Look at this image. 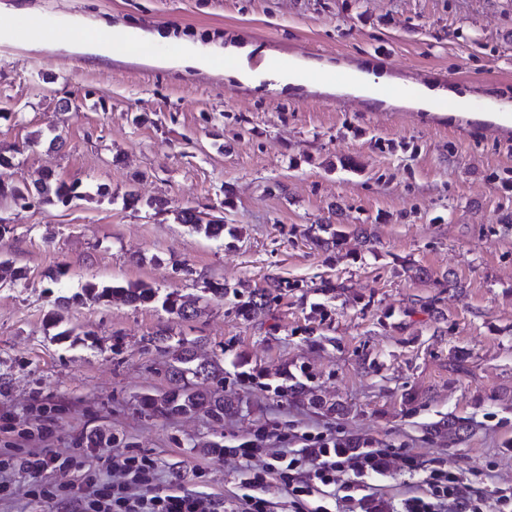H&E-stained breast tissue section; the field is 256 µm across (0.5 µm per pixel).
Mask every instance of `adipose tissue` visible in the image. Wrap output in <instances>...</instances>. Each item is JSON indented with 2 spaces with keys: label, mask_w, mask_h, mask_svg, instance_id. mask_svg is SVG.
<instances>
[{
  "label": "adipose tissue",
  "mask_w": 512,
  "mask_h": 512,
  "mask_svg": "<svg viewBox=\"0 0 512 512\" xmlns=\"http://www.w3.org/2000/svg\"><path fill=\"white\" fill-rule=\"evenodd\" d=\"M25 40L40 42L52 40L57 46L78 54H111L113 46L119 45L135 50L138 45L152 41V34L133 27H110L79 18L64 20L53 35L45 33L37 26L24 28ZM251 49L247 46L229 44L226 46L201 44L185 40L179 43L173 54L156 58L161 67L178 69L217 70L225 80L255 87L262 79H275L279 86H317L329 92L348 93L357 97L379 98L381 89H388L390 95H397L401 81L398 78L382 75L378 81L368 80L359 70H345L344 67L311 61L305 58H284L278 55L267 56L259 68H249L245 60ZM411 104L413 107L435 112L440 106H448L455 111L463 108L470 100L469 95L459 94L453 88H446L430 82L412 84Z\"/></svg>",
  "instance_id": "1"
}]
</instances>
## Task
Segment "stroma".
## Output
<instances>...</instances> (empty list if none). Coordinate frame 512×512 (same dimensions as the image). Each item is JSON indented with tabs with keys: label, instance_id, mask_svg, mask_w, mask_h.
<instances>
[{
	"label": "stroma",
	"instance_id": "stroma-1",
	"mask_svg": "<svg viewBox=\"0 0 512 512\" xmlns=\"http://www.w3.org/2000/svg\"><path fill=\"white\" fill-rule=\"evenodd\" d=\"M69 17L174 39L108 57L18 35ZM179 38L250 44L254 66L273 52L512 102V0H0V179L80 191L65 205L0 196V448L107 478L113 453H145L154 492L176 481L230 510L246 462L211 445L262 425L283 433L275 449L342 432L486 473L494 500L512 486V127L153 65ZM184 209L222 218L223 236L179 223ZM325 224L338 245L315 244ZM115 282L198 296L200 311L82 296ZM245 288L266 294L250 318L236 311ZM161 331L223 368L235 412L141 410L170 387L174 352L149 343ZM287 377L303 394L279 392ZM372 491L396 503L421 477L400 466ZM72 458H62L59 455H51L46 449L30 450L27 452V469L32 476L39 474L46 469L49 465L53 464L54 467L59 469L68 468L71 464Z\"/></svg>",
	"mask_w": 512,
	"mask_h": 512
}]
</instances>
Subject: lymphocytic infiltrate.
<instances>
[{
  "mask_svg": "<svg viewBox=\"0 0 512 512\" xmlns=\"http://www.w3.org/2000/svg\"><path fill=\"white\" fill-rule=\"evenodd\" d=\"M273 436L263 427L251 439L229 448L230 456L259 463L247 473L235 512H274L275 503L266 494L272 483L297 510L311 503L310 512H328L314 502L327 490L348 512H512V487L501 489L490 505L464 480L459 467L442 460L427 467L413 455L403 456L402 463L421 473L422 494L387 505L374 498L370 488L390 470L394 459L390 449L339 433L310 435L298 451L273 452L266 447ZM110 466L120 482H106L94 469L86 473L93 512H224L223 501L208 496L151 493L158 466L150 456L117 453Z\"/></svg>",
  "mask_w": 512,
  "mask_h": 512,
  "instance_id": "lymphocytic-infiltrate-1",
  "label": "lymphocytic infiltrate"
}]
</instances>
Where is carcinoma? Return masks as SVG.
<instances>
[{"label":"carcinoma","mask_w":512,"mask_h":512,"mask_svg":"<svg viewBox=\"0 0 512 512\" xmlns=\"http://www.w3.org/2000/svg\"><path fill=\"white\" fill-rule=\"evenodd\" d=\"M37 193L47 204L66 203L77 196V186L64 181H56L44 184L37 190ZM178 219L181 223L188 224L208 236L218 237L224 232L223 220L210 219L205 222L191 210L180 212ZM83 292L84 296L90 300L119 299L133 306L150 303L159 297L158 289L145 283L117 284L101 288L95 284H88ZM235 296L241 298L239 312L246 317H250L264 308V302L257 299V293L254 291L237 292ZM197 303L198 299L192 296L168 294L163 299L164 307L182 317L197 314ZM175 361L176 364L169 366L168 369V379L173 387L159 398H142L140 405L144 411L152 414H180L205 408L212 418L221 420L224 418V413L234 409L232 398L196 390L187 382L186 374L190 373L195 377L201 376L222 385L224 384V370L208 362L200 363L193 369L186 368L184 364L189 362L190 358L181 354L175 356Z\"/></svg>","instance_id":"carcinoma-1"}]
</instances>
